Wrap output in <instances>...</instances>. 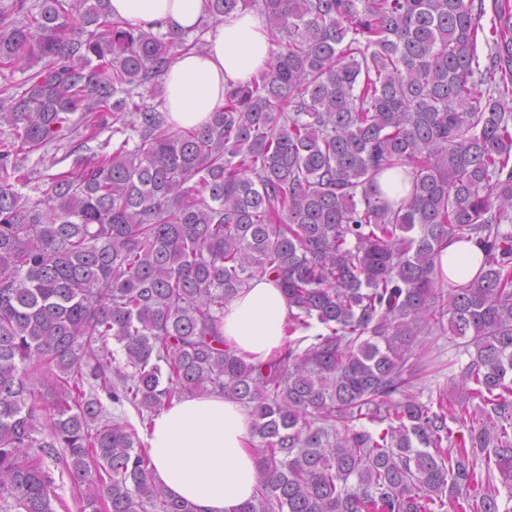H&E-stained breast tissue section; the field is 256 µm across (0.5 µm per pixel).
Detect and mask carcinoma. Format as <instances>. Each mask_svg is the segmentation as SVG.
<instances>
[{"label": "carcinoma", "mask_w": 512, "mask_h": 512, "mask_svg": "<svg viewBox=\"0 0 512 512\" xmlns=\"http://www.w3.org/2000/svg\"><path fill=\"white\" fill-rule=\"evenodd\" d=\"M253 8L267 68L205 125L170 124L176 56ZM492 9L486 29L484 0H208L191 37L109 0L5 6L0 70L41 68L0 90V512H55L48 458L82 512H194L109 406L149 428L205 393L259 439L237 512H512V0ZM109 126L69 169L42 152ZM472 240L478 273L444 287L442 251ZM257 276L294 307L265 362L221 332ZM444 331L462 398L423 403V337ZM380 188L391 200H400L408 195L410 183L402 173L391 171L381 178Z\"/></svg>", "instance_id": "1"}]
</instances>
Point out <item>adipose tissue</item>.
<instances>
[{"label": "adipose tissue", "instance_id": "adipose-tissue-1", "mask_svg": "<svg viewBox=\"0 0 512 512\" xmlns=\"http://www.w3.org/2000/svg\"><path fill=\"white\" fill-rule=\"evenodd\" d=\"M109 6L131 26L180 33L203 21L207 0H109ZM206 40L204 52L178 55L163 79L169 119L182 128L205 124L223 105L225 86L249 82L271 57L267 30L250 11L224 16ZM482 258L474 242L454 244L441 255L443 273L464 282L477 273ZM290 314L273 278H255L225 305L224 339L246 360H267L285 344ZM251 431V417L224 396L173 401L154 415L148 433L156 485L190 502L195 512H236L255 492Z\"/></svg>", "mask_w": 512, "mask_h": 512}]
</instances>
